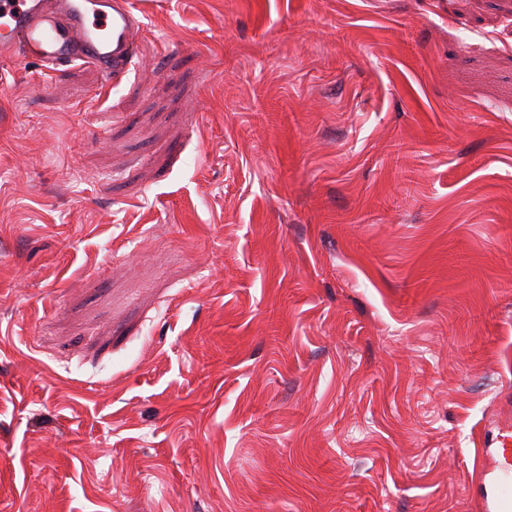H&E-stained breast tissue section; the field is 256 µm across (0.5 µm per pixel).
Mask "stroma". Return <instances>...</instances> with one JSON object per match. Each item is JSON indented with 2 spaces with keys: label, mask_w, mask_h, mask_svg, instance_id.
<instances>
[{
  "label": "stroma",
  "mask_w": 512,
  "mask_h": 512,
  "mask_svg": "<svg viewBox=\"0 0 512 512\" xmlns=\"http://www.w3.org/2000/svg\"><path fill=\"white\" fill-rule=\"evenodd\" d=\"M133 2L0 60V512H483L512 0ZM141 28L131 0H1L0 57L53 67L82 62L121 80Z\"/></svg>",
  "instance_id": "35a3bbf8"
}]
</instances>
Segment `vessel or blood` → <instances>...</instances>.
Returning a JSON list of instances; mask_svg holds the SVG:
<instances>
[{"mask_svg": "<svg viewBox=\"0 0 512 512\" xmlns=\"http://www.w3.org/2000/svg\"><path fill=\"white\" fill-rule=\"evenodd\" d=\"M133 0H0V57L61 67L92 65L119 80L137 52ZM495 507L512 512V448L501 453Z\"/></svg>", "mask_w": 512, "mask_h": 512, "instance_id": "vessel-or-blood-1", "label": "vessel or blood"}]
</instances>
